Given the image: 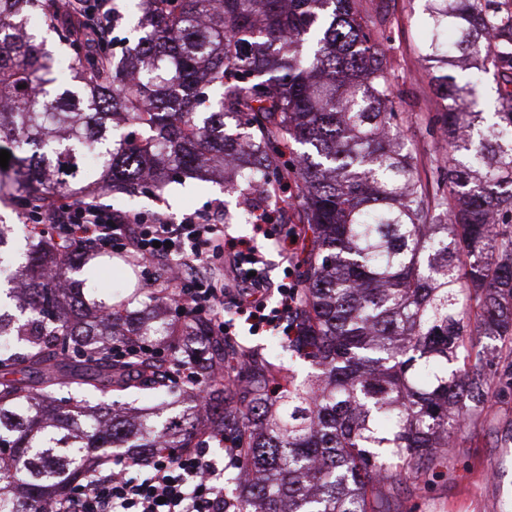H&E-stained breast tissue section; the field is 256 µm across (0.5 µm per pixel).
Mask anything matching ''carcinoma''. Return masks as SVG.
<instances>
[{
  "mask_svg": "<svg viewBox=\"0 0 512 512\" xmlns=\"http://www.w3.org/2000/svg\"><path fill=\"white\" fill-rule=\"evenodd\" d=\"M128 75L102 49L49 55L26 25L85 47L102 32L82 4L0 0V192L20 180L23 211L53 197L147 191L220 168L239 208L266 204L305 225L301 297L288 353L303 377L260 357L230 389L215 368L243 352L196 317L172 358L203 366L206 428L239 449L225 512H391L395 491L436 468L496 398L512 394V6L425 0L424 76L447 102L430 193L399 133L384 22L363 0H138ZM494 71L497 106L474 86ZM235 131L224 132V118ZM294 184L297 194L286 188ZM0 269V512L88 483L95 448H188L182 420L76 411L58 387L172 394L163 365L93 355L109 336H166L143 310L87 297L89 255L34 234ZM77 272L84 279L74 278ZM502 345L490 360L474 337ZM28 351L17 354L15 345Z\"/></svg>",
  "mask_w": 512,
  "mask_h": 512,
  "instance_id": "cac0c4a2",
  "label": "carcinoma"
}]
</instances>
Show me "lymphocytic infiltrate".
I'll list each match as a JSON object with an SVG mask.
<instances>
[{
  "label": "lymphocytic infiltrate",
  "mask_w": 512,
  "mask_h": 512,
  "mask_svg": "<svg viewBox=\"0 0 512 512\" xmlns=\"http://www.w3.org/2000/svg\"><path fill=\"white\" fill-rule=\"evenodd\" d=\"M255 216L251 239L226 234L223 224L194 214L173 224L160 214L148 218L60 198L46 201L32 221L51 225L55 241L70 248L90 252L107 245L145 268L181 266L183 276L159 281L161 294L171 295L180 314L205 316L216 335L236 334L224 319L229 297L251 333L287 336L301 288L295 269L305 241L300 225L279 223L275 209H258ZM259 236L275 241L285 265L282 279L268 276L255 243ZM272 295L278 298L273 307L267 303ZM209 449L210 434L201 432L196 447L150 455L148 475L136 480L128 479L126 471L137 465V458L114 456L111 468L91 473L89 486L50 497L49 512H224V473Z\"/></svg>",
  "instance_id": "lymphocytic-infiltrate-1"
}]
</instances>
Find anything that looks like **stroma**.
<instances>
[{
	"label": "stroma",
	"instance_id": "obj_1",
	"mask_svg": "<svg viewBox=\"0 0 512 512\" xmlns=\"http://www.w3.org/2000/svg\"><path fill=\"white\" fill-rule=\"evenodd\" d=\"M386 19L395 66V95L402 114L401 132L418 160V170L431 192L446 191L444 175L432 163L434 145L441 135L436 121L444 103L427 80L422 79L421 45L427 36L424 0H372ZM103 207L152 215L162 213L181 220L187 213L207 218L224 213L229 234L252 236V227L238 218L236 196L226 194L221 180L211 182L186 178L155 192L124 197L112 192L99 194ZM226 321L236 323V343L283 368L305 375L306 365L287 352L272 350L269 333L251 335L241 325L232 301L224 303ZM512 421V398L495 404L473 431L465 447L453 449L446 467L427 477L424 489L402 488L392 502L394 512H512V439L498 432L502 421Z\"/></svg>",
	"mask_w": 512,
	"mask_h": 512
}]
</instances>
